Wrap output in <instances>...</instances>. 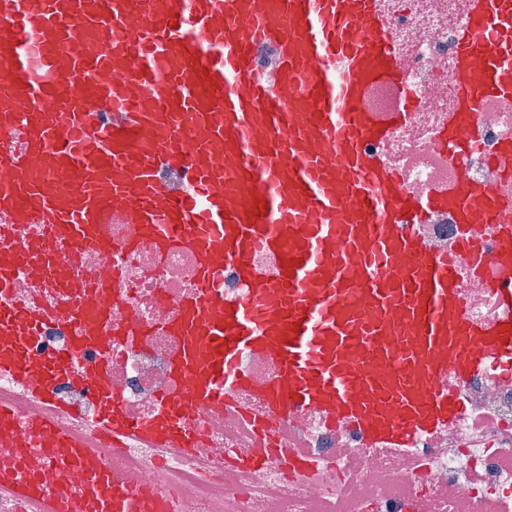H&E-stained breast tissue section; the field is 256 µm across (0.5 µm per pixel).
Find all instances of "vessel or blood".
Listing matches in <instances>:
<instances>
[{
	"label": "vessel or blood",
	"mask_w": 512,
	"mask_h": 512,
	"mask_svg": "<svg viewBox=\"0 0 512 512\" xmlns=\"http://www.w3.org/2000/svg\"><path fill=\"white\" fill-rule=\"evenodd\" d=\"M404 0H0V372L52 380L68 357L107 349L105 289L76 279L80 250L109 255L151 243L196 253L198 286L169 329L189 388L170 406L189 419L250 385L244 355L278 371L265 422L315 408L394 448L455 424L464 405L441 388L491 370L512 375L508 318L470 319L461 259L477 260L480 226L494 264L512 273V195L460 178L413 193L378 145L424 96L398 40ZM454 105L438 132L450 157L475 146L487 100L512 98V0H468L456 48ZM394 94L386 118L366 99ZM452 216L457 254L424 252L415 232ZM127 224L125 245L106 227ZM274 271L254 262L257 247ZM232 266L244 289L225 298ZM60 288L72 323L67 355L32 364L39 322L14 307L18 278ZM100 430L119 441L167 439L168 426L107 405ZM0 495L30 512H160L154 495L113 475L81 437L0 403ZM41 449L29 468L25 450ZM80 497L59 493L70 471Z\"/></svg>",
	"instance_id": "obj_1"
}]
</instances>
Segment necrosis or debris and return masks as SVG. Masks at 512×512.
<instances>
[{"mask_svg": "<svg viewBox=\"0 0 512 512\" xmlns=\"http://www.w3.org/2000/svg\"><path fill=\"white\" fill-rule=\"evenodd\" d=\"M466 7V0H438L437 11L402 19L397 34L416 62L414 79L423 84L435 74L446 87L396 128L381 151L417 191L452 187L463 170L475 186L512 194V178L489 161L499 141L512 139V100L485 104L467 157L451 160L437 146L444 112L454 103L449 80ZM416 233L426 252L456 251L451 215H435ZM480 237L483 265L462 277L464 312L491 320L501 314L490 290L499 272L491 260V228H482ZM199 264L196 255H162L143 244L114 283L119 293L107 307L117 331L112 368L96 386L111 393L126 416L157 419L175 394L171 360L179 343L166 332L165 320L193 293ZM240 364L251 377L249 389L224 408L198 407L188 448L176 440L102 441L91 426L101 408L93 388L66 376L42 402L34 396L39 376L22 381L0 374V403L23 417L53 411L64 428L83 437L89 453L110 462L113 473L134 488L167 499L172 512H512V380L490 373L465 383L448 378V389L465 403L462 417L394 450L368 443L350 424L315 409H300L266 433L254 421L264 413L261 395L276 361L266 352L250 353ZM289 450L304 451L314 470L289 469Z\"/></svg>", "mask_w": 512, "mask_h": 512, "instance_id": "1", "label": "necrosis or debris"}]
</instances>
